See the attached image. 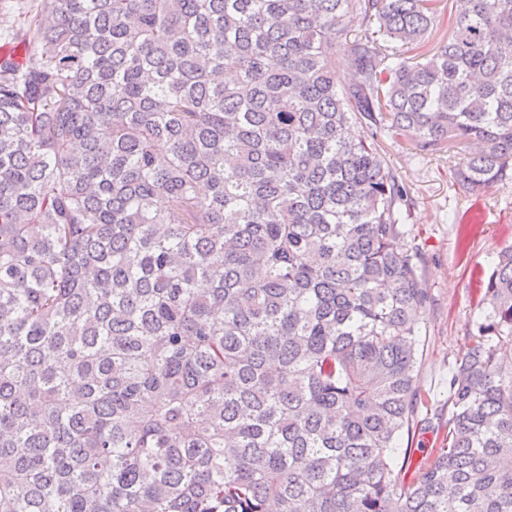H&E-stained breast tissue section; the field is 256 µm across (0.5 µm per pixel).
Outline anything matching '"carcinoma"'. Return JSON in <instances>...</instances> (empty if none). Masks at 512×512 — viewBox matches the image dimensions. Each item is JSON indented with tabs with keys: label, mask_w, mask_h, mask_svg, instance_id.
<instances>
[{
	"label": "carcinoma",
	"mask_w": 512,
	"mask_h": 512,
	"mask_svg": "<svg viewBox=\"0 0 512 512\" xmlns=\"http://www.w3.org/2000/svg\"><path fill=\"white\" fill-rule=\"evenodd\" d=\"M29 31L0 58V512H512V245L409 481L431 295L379 145L512 182V0H40Z\"/></svg>",
	"instance_id": "cac0c4a2"
}]
</instances>
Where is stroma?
Segmentation results:
<instances>
[{
    "mask_svg": "<svg viewBox=\"0 0 512 512\" xmlns=\"http://www.w3.org/2000/svg\"><path fill=\"white\" fill-rule=\"evenodd\" d=\"M382 148L410 191L405 229L422 249L423 283L432 296L417 382L428 399L433 428L412 439L407 476L413 479L426 452L441 447L448 431V368L469 345L481 313L479 278L512 244V183L474 197L455 181L447 152L420 156L410 142L387 137Z\"/></svg>",
    "mask_w": 512,
    "mask_h": 512,
    "instance_id": "stroma-1",
    "label": "stroma"
}]
</instances>
